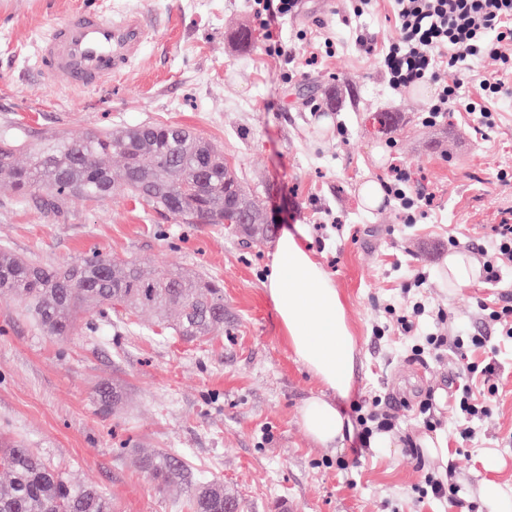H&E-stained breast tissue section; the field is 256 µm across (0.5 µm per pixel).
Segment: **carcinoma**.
<instances>
[{"mask_svg": "<svg viewBox=\"0 0 512 512\" xmlns=\"http://www.w3.org/2000/svg\"><path fill=\"white\" fill-rule=\"evenodd\" d=\"M26 151L20 163L17 153ZM0 179L26 199L43 193L44 209L58 212L74 200L105 201L121 191L171 215L178 224H232L242 219L225 197L239 193L247 203L256 240L269 224L252 195L224 163V153L194 132L142 125L91 130L78 139L55 137L36 146L8 130L0 132ZM0 297L13 301L59 341L75 335L78 322L110 310L151 311L162 321L175 313L173 331L193 342L224 331V289L204 274L165 267L148 274L136 260H116L91 251L79 260L40 264L0 249ZM136 465L154 489L183 486L190 512H224L233 494L219 480H194L182 458L165 452L140 454ZM0 512H116L100 487L69 482L33 448L0 441Z\"/></svg>", "mask_w": 512, "mask_h": 512, "instance_id": "carcinoma-1", "label": "carcinoma"}]
</instances>
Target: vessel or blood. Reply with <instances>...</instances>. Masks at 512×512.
Listing matches in <instances>:
<instances>
[{
	"label": "vessel or blood",
	"mask_w": 512,
	"mask_h": 512,
	"mask_svg": "<svg viewBox=\"0 0 512 512\" xmlns=\"http://www.w3.org/2000/svg\"><path fill=\"white\" fill-rule=\"evenodd\" d=\"M158 29L156 15L127 9L116 16L82 10L50 24L40 37L41 80L58 90L102 86L121 78Z\"/></svg>",
	"instance_id": "vessel-or-blood-1"
}]
</instances>
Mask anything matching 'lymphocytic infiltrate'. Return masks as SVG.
Returning <instances> with one entry per match:
<instances>
[{
  "label": "lymphocytic infiltrate",
  "instance_id": "lymphocytic-infiltrate-1",
  "mask_svg": "<svg viewBox=\"0 0 512 512\" xmlns=\"http://www.w3.org/2000/svg\"><path fill=\"white\" fill-rule=\"evenodd\" d=\"M256 19L268 43L269 54L288 55L275 30L278 17L295 14L298 0H255ZM398 34L384 48L363 43L365 53H378L379 64L392 89L399 90L431 81L436 96L424 118L434 123L442 112L461 109L478 113L482 127L497 124L492 104L512 97V0H394ZM494 59L498 68L481 83L482 96L465 95L464 60ZM494 360L465 365L466 384L454 395L459 412L471 417H485L497 394ZM359 426L357 441L368 447L374 433L387 432L394 426L392 405L381 397L355 405Z\"/></svg>",
  "mask_w": 512,
  "mask_h": 512
}]
</instances>
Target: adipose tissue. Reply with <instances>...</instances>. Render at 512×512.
I'll use <instances>...</instances> for the list:
<instances>
[{
    "mask_svg": "<svg viewBox=\"0 0 512 512\" xmlns=\"http://www.w3.org/2000/svg\"><path fill=\"white\" fill-rule=\"evenodd\" d=\"M264 289L296 362L322 386L304 401L299 423L316 445L336 447L351 431L336 401L351 390L356 341L342 296L309 246L306 225L277 238Z\"/></svg>",
    "mask_w": 512,
    "mask_h": 512,
    "instance_id": "adipose-tissue-1",
    "label": "adipose tissue"
}]
</instances>
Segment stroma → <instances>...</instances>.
I'll return each instance as SVG.
<instances>
[{
    "label": "stroma",
    "instance_id": "stroma-1",
    "mask_svg": "<svg viewBox=\"0 0 512 512\" xmlns=\"http://www.w3.org/2000/svg\"><path fill=\"white\" fill-rule=\"evenodd\" d=\"M139 7L161 27L128 74L103 89L56 90L33 67L37 40L53 19L76 8ZM254 0H0V131L35 145L57 134L166 124L221 147L224 161L264 208L272 235L261 241L221 224H178L118 193L72 202L64 215L20 202L0 181V246L48 264L96 250L205 274L224 289V331L188 343L150 314L116 309L61 342L0 300V437L37 449L72 482H92L119 512H187L186 490L158 494L135 464L139 453L182 457L195 476L223 481L242 512H485L479 486L493 477L512 488V340L482 318L481 300L512 305V265L498 281L448 292L439 269L450 250L480 258L501 224H512V98L496 102L499 121L481 131L454 110L422 117L432 83L390 88L359 38L397 31L392 0H370L354 17L352 0H301L279 28L292 61L271 56L253 15ZM251 33L241 44L240 31ZM306 41H298L299 31ZM333 52L310 61L313 47ZM387 112L377 133L368 112ZM411 173L413 192L432 198L408 224L393 198L364 209L368 179ZM293 224L339 288L357 340L352 389L339 406L375 395L397 403L388 448L355 457L354 437L315 445L299 424L319 382L294 359L264 281L274 238ZM418 300L445 309L447 324L423 321L415 335L391 329L388 307ZM386 327L376 335V327ZM487 336L474 361L493 357L499 391L488 417L466 421L449 396L463 361L452 351L430 361L413 345L433 331ZM118 399L101 410L99 389ZM439 424L429 429L424 401ZM470 437H461L463 428ZM442 436L457 466L458 501L420 492L442 461L413 456L410 444ZM501 463L490 470L487 452Z\"/></svg>",
    "mask_w": 512,
    "mask_h": 512
}]
</instances>
